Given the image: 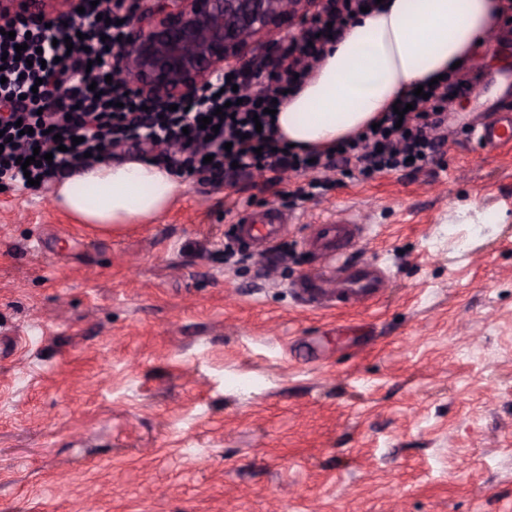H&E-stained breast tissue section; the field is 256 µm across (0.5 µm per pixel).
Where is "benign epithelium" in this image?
<instances>
[{
	"label": "benign epithelium",
	"instance_id": "7a95c632",
	"mask_svg": "<svg viewBox=\"0 0 512 512\" xmlns=\"http://www.w3.org/2000/svg\"><path fill=\"white\" fill-rule=\"evenodd\" d=\"M126 18L115 79L161 101L190 97L231 60L246 61L254 44L271 50L316 0H152ZM42 0H0V20Z\"/></svg>",
	"mask_w": 512,
	"mask_h": 512
}]
</instances>
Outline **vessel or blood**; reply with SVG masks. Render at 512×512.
<instances>
[{
    "mask_svg": "<svg viewBox=\"0 0 512 512\" xmlns=\"http://www.w3.org/2000/svg\"><path fill=\"white\" fill-rule=\"evenodd\" d=\"M469 140L473 149L491 154L512 147V108L493 111L475 124ZM288 229L285 211L271 208L264 213L243 210L236 222L238 237L260 253H268ZM364 227L352 218L310 225L302 243L327 268L324 276H306L293 283L303 303L313 307H367L382 296L388 280L373 262L349 263V251L357 248Z\"/></svg>",
    "mask_w": 512,
    "mask_h": 512,
    "instance_id": "vessel-or-blood-1",
    "label": "vessel or blood"
}]
</instances>
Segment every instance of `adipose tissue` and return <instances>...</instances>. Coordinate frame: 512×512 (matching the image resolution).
Returning a JSON list of instances; mask_svg holds the SVG:
<instances>
[{"label": "adipose tissue", "mask_w": 512, "mask_h": 512, "mask_svg": "<svg viewBox=\"0 0 512 512\" xmlns=\"http://www.w3.org/2000/svg\"><path fill=\"white\" fill-rule=\"evenodd\" d=\"M504 0H383L328 45L312 76L288 96L276 130L295 147L323 151L354 136L414 85L488 49ZM96 189L88 203L84 188ZM180 190L164 166L135 157L79 166L53 201L99 231L160 219Z\"/></svg>", "instance_id": "1"}]
</instances>
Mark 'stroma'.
Masks as SVG:
<instances>
[{
	"label": "stroma",
	"instance_id": "1",
	"mask_svg": "<svg viewBox=\"0 0 512 512\" xmlns=\"http://www.w3.org/2000/svg\"><path fill=\"white\" fill-rule=\"evenodd\" d=\"M493 42L417 171L296 204L291 178L185 175L110 232L0 191V512H512V149L464 130L512 96V25ZM248 206L292 214L287 257L225 263ZM339 215L389 288L305 307V227Z\"/></svg>",
	"mask_w": 512,
	"mask_h": 512
}]
</instances>
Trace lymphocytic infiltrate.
<instances>
[{
    "instance_id": "f902f5d3",
    "label": "lymphocytic infiltrate",
    "mask_w": 512,
    "mask_h": 512,
    "mask_svg": "<svg viewBox=\"0 0 512 512\" xmlns=\"http://www.w3.org/2000/svg\"><path fill=\"white\" fill-rule=\"evenodd\" d=\"M77 4L84 12L75 23L47 24L30 15L0 28V55L6 57L0 66V181L12 186L27 185L34 176L48 188L67 170L131 144L146 154L162 148L169 168L206 172L215 181L256 172L300 174L304 183L288 196L306 201L332 187L331 171L353 161L365 177L421 169L447 139L442 127L450 108L477 85L447 74L426 96L407 92L402 98L410 106L407 113L384 112L377 128L313 157L277 137L268 109L310 75L331 36L376 0H323L275 54L232 76L215 77L195 96L178 99L174 111L110 79L133 0ZM245 85L250 93L237 95ZM205 117L218 125V133L201 128ZM37 150L52 154V161L21 167V159Z\"/></svg>"
}]
</instances>
